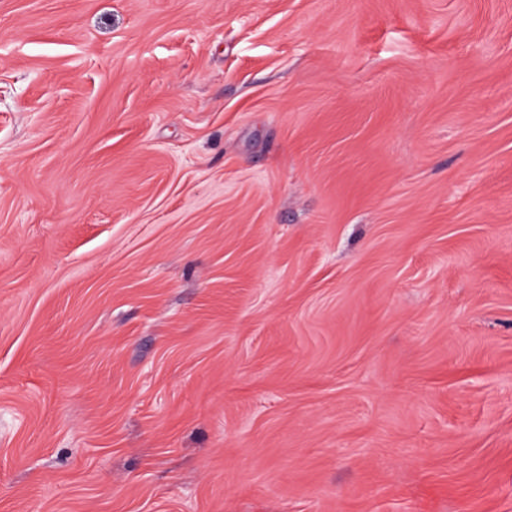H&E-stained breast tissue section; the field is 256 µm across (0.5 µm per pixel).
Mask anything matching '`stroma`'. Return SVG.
Returning <instances> with one entry per match:
<instances>
[{"label":"stroma","mask_w":512,"mask_h":512,"mask_svg":"<svg viewBox=\"0 0 512 512\" xmlns=\"http://www.w3.org/2000/svg\"><path fill=\"white\" fill-rule=\"evenodd\" d=\"M0 512H512V0H0Z\"/></svg>","instance_id":"obj_1"}]
</instances>
